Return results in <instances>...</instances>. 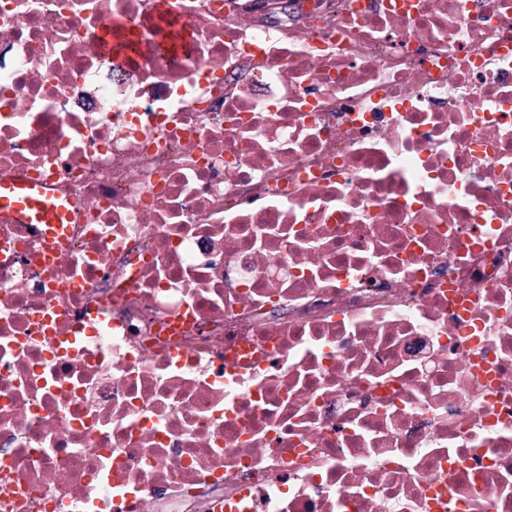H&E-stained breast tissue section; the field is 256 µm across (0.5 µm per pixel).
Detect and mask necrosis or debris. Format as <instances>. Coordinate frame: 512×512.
<instances>
[{
	"label": "necrosis or debris",
	"mask_w": 512,
	"mask_h": 512,
	"mask_svg": "<svg viewBox=\"0 0 512 512\" xmlns=\"http://www.w3.org/2000/svg\"><path fill=\"white\" fill-rule=\"evenodd\" d=\"M0 0V512H512V0ZM0 212L23 224H45L47 232L56 236L63 231L68 209L42 184L30 181L0 183Z\"/></svg>",
	"instance_id": "1"
}]
</instances>
